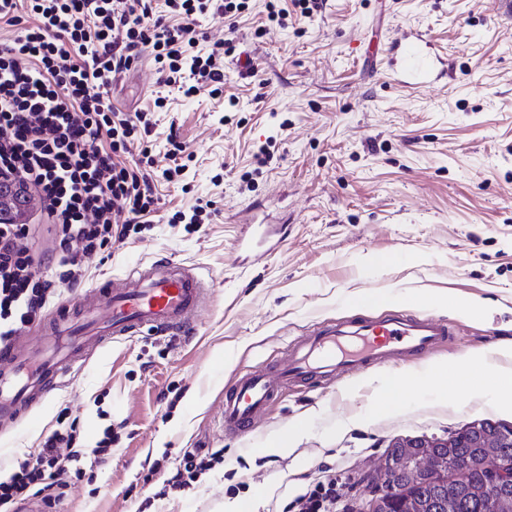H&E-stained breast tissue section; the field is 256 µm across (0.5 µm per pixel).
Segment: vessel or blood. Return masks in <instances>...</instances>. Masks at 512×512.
Listing matches in <instances>:
<instances>
[{
    "instance_id": "1",
    "label": "vessel or blood",
    "mask_w": 512,
    "mask_h": 512,
    "mask_svg": "<svg viewBox=\"0 0 512 512\" xmlns=\"http://www.w3.org/2000/svg\"><path fill=\"white\" fill-rule=\"evenodd\" d=\"M422 35L396 42L403 87L428 85L436 67ZM212 285L194 269L162 258L115 278L103 288L76 294L67 315H50L39 326L0 344V420L16 422L45 402L63 378L107 343L146 331L189 336ZM430 316L363 318L346 330L332 324L300 337L270 368L235 377L220 413L225 433H248L270 402L289 384L324 370L354 371L436 346L447 336Z\"/></svg>"
}]
</instances>
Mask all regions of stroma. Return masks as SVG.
I'll return each mask as SVG.
<instances>
[{"label":"stroma","instance_id":"35a3bbf8","mask_svg":"<svg viewBox=\"0 0 512 512\" xmlns=\"http://www.w3.org/2000/svg\"><path fill=\"white\" fill-rule=\"evenodd\" d=\"M266 0L229 32L199 23L206 43L234 38L259 72L224 60V94H171L153 149L175 134L189 171L157 180L152 224L86 258L96 288L139 264L192 265L213 287L191 336L137 334L107 344L36 407V424L0 429V471L56 426L78 423L90 448L106 428L105 462L85 469L46 512H284L295 495L335 469L348 512L376 494L369 473L398 438L443 437L476 420L512 425L487 391L442 388L433 364L512 339V15L499 0H318L288 28L269 27ZM418 32L443 77L409 92L392 76L389 45ZM158 89L150 52L115 84L113 103L144 110ZM268 145L257 165L254 153ZM209 208L196 232L176 212ZM381 295L375 306L361 303ZM457 299L449 306L445 297ZM430 315L449 336L399 364L289 388L246 435L219 425L226 384L276 364L323 323L363 315ZM411 388L385 416L365 421L384 381ZM303 422L292 447L273 444ZM190 448L224 461L189 489L158 500L155 459Z\"/></svg>","mask_w":512,"mask_h":512}]
</instances>
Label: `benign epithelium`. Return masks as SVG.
Listing matches in <instances>:
<instances>
[{
	"instance_id": "benign-epithelium-1",
	"label": "benign epithelium",
	"mask_w": 512,
	"mask_h": 512,
	"mask_svg": "<svg viewBox=\"0 0 512 512\" xmlns=\"http://www.w3.org/2000/svg\"><path fill=\"white\" fill-rule=\"evenodd\" d=\"M31 205L32 197L23 187L0 183L1 219L20 224ZM486 427L485 421L478 420L447 438H409L394 441L391 447L408 448L410 452L401 457L384 458L380 461L372 477L379 496L369 502L364 512H412L409 508L410 497L406 493L404 478L407 477L414 483H428L436 480L435 469L427 463L429 458L447 461L454 471L464 474L478 469L482 472L486 485L490 487L512 486L511 452L490 461L452 459L447 455V449L455 447L459 439L473 432H481Z\"/></svg>"
}]
</instances>
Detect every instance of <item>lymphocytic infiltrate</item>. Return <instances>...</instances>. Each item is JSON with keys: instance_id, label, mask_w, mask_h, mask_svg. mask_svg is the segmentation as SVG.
<instances>
[{"instance_id": "1", "label": "lymphocytic infiltrate", "mask_w": 512, "mask_h": 512, "mask_svg": "<svg viewBox=\"0 0 512 512\" xmlns=\"http://www.w3.org/2000/svg\"><path fill=\"white\" fill-rule=\"evenodd\" d=\"M251 0H0V19L18 26L0 43V180L15 179L38 192L55 240L47 271H40L24 241L31 225L0 221V343L41 321L62 287L89 278L85 255L101 254L113 238H126L148 224L157 210L153 176L183 171L181 148L157 168L151 135L154 113L164 111L167 91L194 96L224 88V57L232 40L199 47L198 22L219 15L227 22L248 13ZM150 50L163 94L152 110L125 112L112 101L115 77ZM139 143L129 160L131 143ZM127 218L114 225L116 205ZM76 422L57 426L34 451L0 477V512L38 497L59 499L63 474L82 476L103 462L111 437L79 448ZM223 461L217 452L185 451L174 467L154 462L163 476L155 493L163 499L189 488ZM298 512H345L335 478L297 495Z\"/></svg>"}]
</instances>
